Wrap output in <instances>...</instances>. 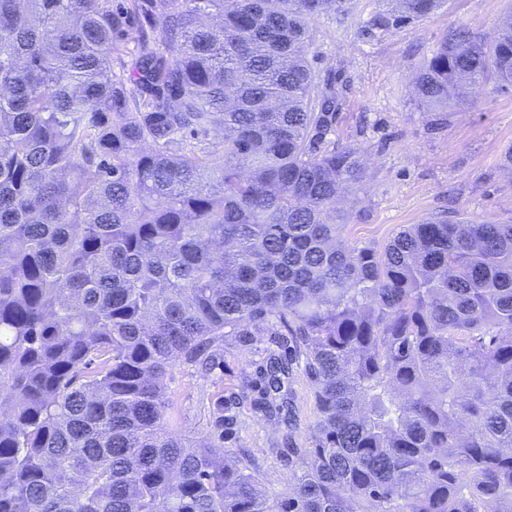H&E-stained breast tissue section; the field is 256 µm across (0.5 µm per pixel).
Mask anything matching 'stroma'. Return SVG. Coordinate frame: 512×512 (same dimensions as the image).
<instances>
[{
  "mask_svg": "<svg viewBox=\"0 0 512 512\" xmlns=\"http://www.w3.org/2000/svg\"><path fill=\"white\" fill-rule=\"evenodd\" d=\"M378 0H351L345 14L311 24L309 61L321 83L331 84L337 108L323 137L326 149H357L365 178L337 207L347 215L343 239L382 249L401 228L428 217L460 215L482 222H512V89L487 84L450 112L421 105L414 78L449 30L467 27L490 38L512 0H444L408 24L372 27ZM287 354L285 337L262 331L231 336L218 365L205 371L178 361L166 378L167 432L205 440L234 453L247 448L259 462L269 496L285 493L301 470L285 454L286 435L306 444L315 419L313 387L301 371L287 383L298 416L295 431L254 409L260 372L269 352Z\"/></svg>",
  "mask_w": 512,
  "mask_h": 512,
  "instance_id": "stroma-1",
  "label": "stroma"
}]
</instances>
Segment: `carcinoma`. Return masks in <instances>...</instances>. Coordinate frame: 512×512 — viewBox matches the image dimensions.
I'll return each mask as SVG.
<instances>
[{
	"instance_id": "obj_1",
	"label": "carcinoma",
	"mask_w": 512,
	"mask_h": 512,
	"mask_svg": "<svg viewBox=\"0 0 512 512\" xmlns=\"http://www.w3.org/2000/svg\"><path fill=\"white\" fill-rule=\"evenodd\" d=\"M349 2L0 0V512H512V224L339 239L363 162L315 147L336 99L308 53ZM488 82L512 14L445 34L414 89ZM267 323L262 404L294 418L298 362L316 409L277 498L250 452L163 429L175 361Z\"/></svg>"
}]
</instances>
